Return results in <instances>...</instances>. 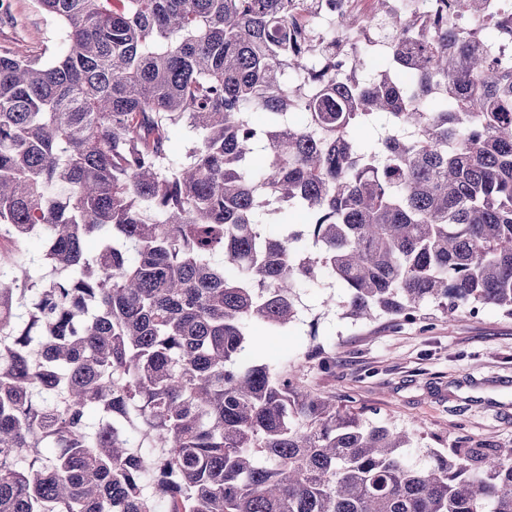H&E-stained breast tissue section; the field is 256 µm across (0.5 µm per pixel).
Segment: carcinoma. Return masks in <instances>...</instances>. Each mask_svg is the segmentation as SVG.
<instances>
[{"instance_id": "carcinoma-1", "label": "carcinoma", "mask_w": 512, "mask_h": 512, "mask_svg": "<svg viewBox=\"0 0 512 512\" xmlns=\"http://www.w3.org/2000/svg\"><path fill=\"white\" fill-rule=\"evenodd\" d=\"M373 2L37 0L59 52L0 51V512H512V448L415 469L250 334L326 275L354 322L512 317V56L456 24L495 0Z\"/></svg>"}]
</instances>
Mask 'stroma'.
I'll return each mask as SVG.
<instances>
[{"label":"stroma","mask_w":512,"mask_h":512,"mask_svg":"<svg viewBox=\"0 0 512 512\" xmlns=\"http://www.w3.org/2000/svg\"><path fill=\"white\" fill-rule=\"evenodd\" d=\"M10 2L0 49L54 52L58 24L36 0ZM335 290L328 277L305 286L300 321L287 334L266 333L263 355L295 366L308 389L335 396L370 422L407 431L422 423L423 436L404 451L414 466L427 464L428 449L457 441L512 448V318L487 308L451 321L431 310L422 321L354 323L324 307ZM313 330L335 357V370L309 358Z\"/></svg>","instance_id":"35a3bbf8"}]
</instances>
